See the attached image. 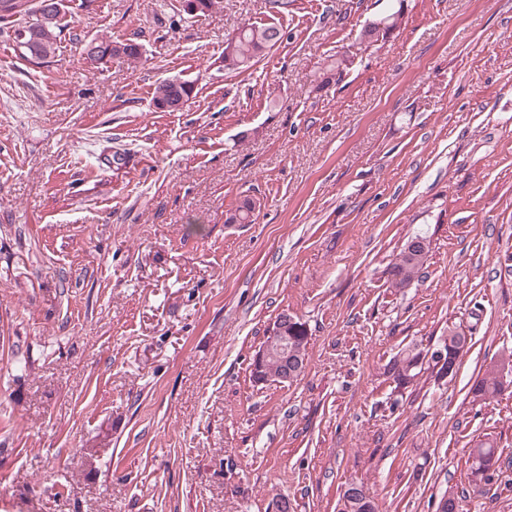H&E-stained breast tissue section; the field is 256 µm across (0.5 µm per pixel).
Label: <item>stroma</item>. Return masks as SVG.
<instances>
[{"instance_id":"35a3bbf8","label":"stroma","mask_w":512,"mask_h":512,"mask_svg":"<svg viewBox=\"0 0 512 512\" xmlns=\"http://www.w3.org/2000/svg\"><path fill=\"white\" fill-rule=\"evenodd\" d=\"M64 0L54 58L0 24V512H512V0ZM285 37L224 69L242 24ZM133 38L135 62L90 63ZM354 63L309 92L327 56ZM195 92L156 111L157 82ZM254 221L227 218L242 196ZM426 236L425 273L385 271ZM304 323L294 383H254L280 314ZM454 376L394 391L384 367L449 329ZM27 359L24 376L16 358ZM499 468L468 479V450ZM95 449L86 459L84 449ZM404 1L393 0V2H397L398 8L394 4L388 14L373 19L363 27L360 33V43L364 44L366 49L372 47L380 38L386 42L401 26L404 16ZM94 45L96 49H101L100 53L105 54L109 48H112V57L114 58H123L127 60L136 61L142 57V44L134 39H124L119 41L114 40H91L84 47V53L86 58L92 62L97 63L98 58L93 57L91 53L88 51L90 46ZM110 51L107 52L106 58L109 57ZM100 63V62H98ZM97 63V64H98ZM499 373L498 365L489 366L485 369L483 376L472 386L471 393L475 399L490 400L500 394L502 383ZM499 457L493 442L479 441L470 448L468 461L471 462V474L475 480L488 479L491 471H496Z\"/></svg>"}]
</instances>
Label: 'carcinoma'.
<instances>
[{"label":"carcinoma","instance_id":"carcinoma-1","mask_svg":"<svg viewBox=\"0 0 512 512\" xmlns=\"http://www.w3.org/2000/svg\"><path fill=\"white\" fill-rule=\"evenodd\" d=\"M46 0H0V21L4 22L11 17L18 16L21 22L14 30V39L21 47V54L29 58L35 54L43 59L53 56L57 49V30L59 29V10H44L42 4ZM390 12L368 22L360 33V43L370 48L374 43L391 38L402 23L404 16V0H395ZM282 30L275 24H247L238 28L237 32L225 41L224 68L239 70L250 66L267 55L283 40ZM87 46H93L101 53L112 51L115 58L136 61L142 57V44L134 39L91 40ZM353 64L352 56L348 53H338L336 57L328 58L323 66L315 73L313 90L322 91L337 83L344 72ZM195 88L191 82L175 84L167 78L158 83L155 88L153 103L166 101L168 103L180 100L188 101L192 98ZM256 202L251 197H244L240 204L230 215L227 222L231 224H250ZM419 246L410 249L404 245L396 259L390 264L387 275L389 287L401 289L408 287L417 277L429 253L430 242L426 237L418 236ZM439 344L445 347L446 354L460 361L457 350L467 353L472 347V337L457 330H448V335L441 337ZM432 368L437 375H443L446 366H437L434 359H425L424 350L414 346L401 350L385 365V374L395 383V388H408L417 381L425 368ZM500 368L497 365L485 369L483 376L472 386L471 393L474 398L490 400L500 394L502 383L500 381ZM499 457H497L494 443L479 441L470 448L468 461L471 462V474L477 480L487 479L490 472L496 470Z\"/></svg>","mask_w":512,"mask_h":512}]
</instances>
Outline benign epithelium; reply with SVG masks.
<instances>
[{"label": "benign epithelium", "instance_id": "benign-epithelium-1", "mask_svg": "<svg viewBox=\"0 0 512 512\" xmlns=\"http://www.w3.org/2000/svg\"><path fill=\"white\" fill-rule=\"evenodd\" d=\"M292 324L294 318L286 313L273 322L264 345L251 365V376L256 383L270 381L265 372V364L270 359L278 361L280 370L276 382L280 384L295 380L305 369L306 355L292 346V339L288 336V326Z\"/></svg>", "mask_w": 512, "mask_h": 512}]
</instances>
